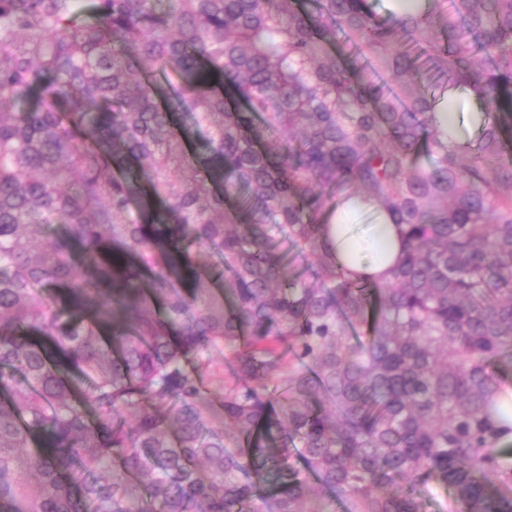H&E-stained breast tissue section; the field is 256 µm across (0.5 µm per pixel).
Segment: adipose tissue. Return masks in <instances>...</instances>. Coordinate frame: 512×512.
Listing matches in <instances>:
<instances>
[{"instance_id":"ef3b65f1","label":"adipose tissue","mask_w":512,"mask_h":512,"mask_svg":"<svg viewBox=\"0 0 512 512\" xmlns=\"http://www.w3.org/2000/svg\"><path fill=\"white\" fill-rule=\"evenodd\" d=\"M364 211L376 212L374 204L353 200L349 208L329 218L326 236L337 257L346 262L355 275L377 279L385 276L401 255L402 228L382 213H376L372 224H356V216Z\"/></svg>"}]
</instances>
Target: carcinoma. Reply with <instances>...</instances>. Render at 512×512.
I'll return each instance as SVG.
<instances>
[{"mask_svg": "<svg viewBox=\"0 0 512 512\" xmlns=\"http://www.w3.org/2000/svg\"><path fill=\"white\" fill-rule=\"evenodd\" d=\"M511 127L512 0H0V512H512ZM448 96L451 100L449 112H438L441 138L445 142H448V125L455 126L457 137L461 140L463 131H472L480 119L478 107L473 108L475 101L472 97L460 96L455 89L451 90ZM448 96H446V107ZM374 204H364L355 198L349 208L338 209L328 217L326 236L333 243L337 257L350 270L364 279L383 277L397 263L402 251V226L392 224L383 212H376ZM377 214L375 224L371 215ZM356 223V224H355ZM360 224H368L364 227Z\"/></svg>", "mask_w": 512, "mask_h": 512, "instance_id": "obj_1", "label": "carcinoma"}]
</instances>
